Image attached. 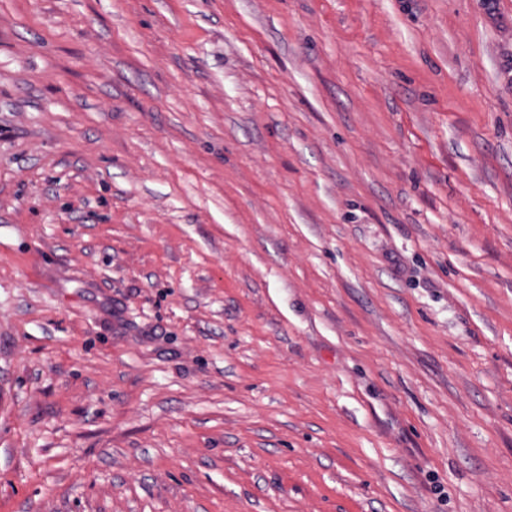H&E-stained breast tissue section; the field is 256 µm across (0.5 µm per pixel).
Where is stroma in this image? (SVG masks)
Returning a JSON list of instances; mask_svg holds the SVG:
<instances>
[{
  "label": "stroma",
  "instance_id": "35a3bbf8",
  "mask_svg": "<svg viewBox=\"0 0 512 512\" xmlns=\"http://www.w3.org/2000/svg\"><path fill=\"white\" fill-rule=\"evenodd\" d=\"M0 512H512V0H0Z\"/></svg>",
  "mask_w": 512,
  "mask_h": 512
}]
</instances>
